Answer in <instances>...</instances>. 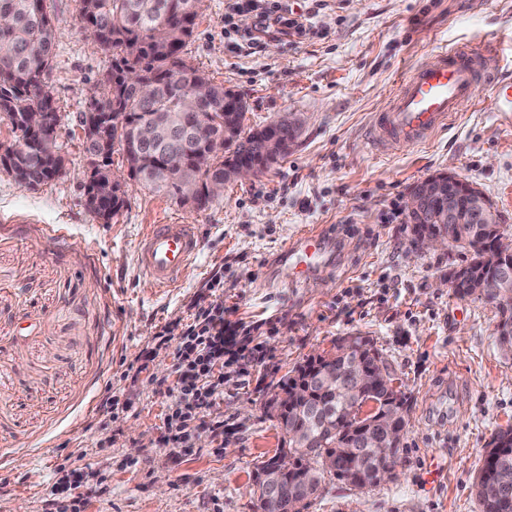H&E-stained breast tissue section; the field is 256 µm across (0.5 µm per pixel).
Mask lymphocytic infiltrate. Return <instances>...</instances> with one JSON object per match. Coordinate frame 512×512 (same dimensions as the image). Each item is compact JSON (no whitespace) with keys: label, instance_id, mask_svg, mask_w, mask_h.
I'll list each match as a JSON object with an SVG mask.
<instances>
[{"label":"lymphocytic infiltrate","instance_id":"obj_1","mask_svg":"<svg viewBox=\"0 0 512 512\" xmlns=\"http://www.w3.org/2000/svg\"><path fill=\"white\" fill-rule=\"evenodd\" d=\"M243 11L256 14L262 35L275 31L294 36L305 30L303 19L289 16L281 0H228L224 15L229 18ZM195 317L201 328L177 334L166 327L158 336L159 344L172 346L178 374L164 440L179 448L187 447L192 424L210 415L221 394L216 368L227 360L250 364L260 351L250 337L240 335L238 323L225 319L223 309L201 304Z\"/></svg>","mask_w":512,"mask_h":512}]
</instances>
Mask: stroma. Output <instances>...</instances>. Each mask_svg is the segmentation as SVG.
Returning <instances> with one entry per match:
<instances>
[{
    "label": "stroma",
    "mask_w": 512,
    "mask_h": 512,
    "mask_svg": "<svg viewBox=\"0 0 512 512\" xmlns=\"http://www.w3.org/2000/svg\"><path fill=\"white\" fill-rule=\"evenodd\" d=\"M224 2L203 0L189 56L246 100L245 127L299 115L296 145L202 210L127 181L105 224L85 207L92 161L77 117L111 56L92 45L80 0H47L65 164L34 189L0 169V512H50V485L74 468L89 480L81 512H257L254 472L281 445L272 389L356 332L374 339L406 398L395 475L369 490L325 483L307 512H478L480 460L512 426V353L496 340L493 304L442 284L462 252H412L403 205L412 185L447 171L477 185L512 235V112L466 101L446 131L396 147L377 141L373 119L399 77L443 50L493 36L485 68H512V0H288L306 35L257 46L225 34ZM147 224L198 227L203 253L173 291H155L137 264ZM316 224L341 242L335 265L267 287L268 262ZM201 297L264 357L225 366L223 396L176 453L163 440L175 362L156 337L191 324Z\"/></svg>",
    "instance_id": "stroma-1"
}]
</instances>
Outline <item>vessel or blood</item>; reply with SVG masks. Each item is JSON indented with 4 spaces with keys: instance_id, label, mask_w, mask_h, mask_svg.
<instances>
[{
    "instance_id": "1",
    "label": "vessel or blood",
    "mask_w": 512,
    "mask_h": 512,
    "mask_svg": "<svg viewBox=\"0 0 512 512\" xmlns=\"http://www.w3.org/2000/svg\"><path fill=\"white\" fill-rule=\"evenodd\" d=\"M491 41L443 51L434 65L415 70L398 84L389 111L375 118L379 138L397 145L428 142L448 127L460 102L475 99L480 89L491 92L492 110L512 105V77L491 75L481 67L484 56L493 53ZM202 250L195 225L152 224L137 249V262L156 291L176 287ZM335 240L323 230H303L278 255L271 280L287 276L289 284H304L331 267Z\"/></svg>"
}]
</instances>
